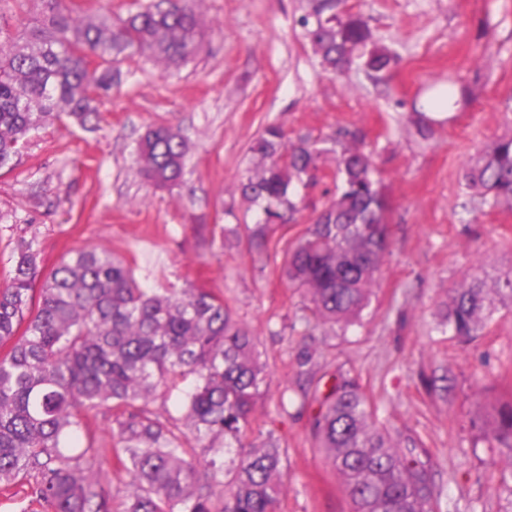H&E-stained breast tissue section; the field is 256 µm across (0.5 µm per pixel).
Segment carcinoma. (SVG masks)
<instances>
[{
  "label": "carcinoma",
  "instance_id": "obj_1",
  "mask_svg": "<svg viewBox=\"0 0 512 512\" xmlns=\"http://www.w3.org/2000/svg\"><path fill=\"white\" fill-rule=\"evenodd\" d=\"M38 2L24 45L0 40V168L40 124H97L116 58L178 66L202 50L205 21L194 0H157L115 19L77 14L62 0ZM301 26L333 75L390 62L368 48L363 18L336 10V0H314ZM251 151L260 166L240 191L261 207L252 231L259 246L269 226L299 213L293 182L316 176L325 150L304 136L290 142L269 124ZM186 156L177 130L151 127L139 142L137 174L167 188L181 179ZM329 176L336 196L287 253L284 273L308 294L316 319L336 323L369 305L389 250L390 203L358 147H342ZM465 181L480 205L512 207V135L472 158ZM37 268L31 244L19 243L0 289V499L23 496L43 512H276L288 449L271 430L253 434L267 364L224 299L194 288L151 292L110 251L77 249L51 273L34 309ZM505 303L512 305V268L491 279L473 275L452 289L442 322L472 341ZM175 391L182 417L164 421L155 403ZM102 410L112 417L110 448L90 434ZM312 430L351 512H436L430 461L391 444L355 382L324 397ZM488 440L512 470V400L499 408ZM110 464L125 474L114 484Z\"/></svg>",
  "mask_w": 512,
  "mask_h": 512
}]
</instances>
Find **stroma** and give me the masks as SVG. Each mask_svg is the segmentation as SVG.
Instances as JSON below:
<instances>
[{
    "label": "stroma",
    "instance_id": "obj_1",
    "mask_svg": "<svg viewBox=\"0 0 512 512\" xmlns=\"http://www.w3.org/2000/svg\"><path fill=\"white\" fill-rule=\"evenodd\" d=\"M345 6L391 54L385 71H324L297 23L312 0H200L198 56L169 68L114 62L98 127L42 125L0 169V288L23 240L37 253V292L70 251L97 248L124 259L143 287L223 295L267 364L270 389L253 423L288 450L277 512H350L311 430L324 395L345 379L373 402L394 445L431 461L443 512H512L507 463L485 439L512 400V310L469 343L442 331L438 315L469 275L512 266V208L480 206L464 180L472 157L512 134V0ZM39 9L37 0H0V37L17 38ZM455 85L461 106L422 138L419 102ZM271 123L292 141L370 153L391 202L389 252L350 324L313 320L307 295L283 274L289 247L335 196L334 180L297 188L296 221L272 226L265 247L251 244L260 211L239 183ZM155 124L172 125L188 145L184 175L168 189L136 173L138 142Z\"/></svg>",
    "mask_w": 512,
    "mask_h": 512
}]
</instances>
